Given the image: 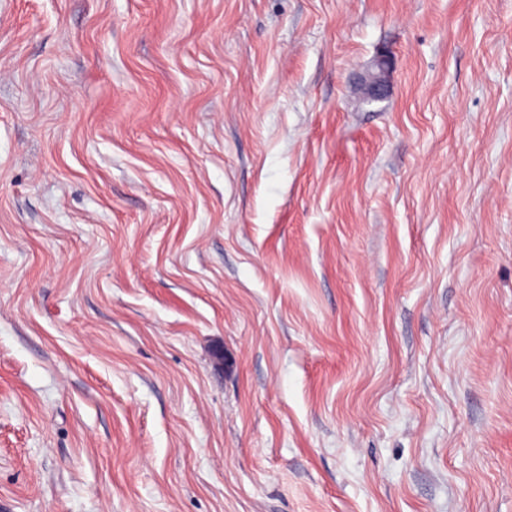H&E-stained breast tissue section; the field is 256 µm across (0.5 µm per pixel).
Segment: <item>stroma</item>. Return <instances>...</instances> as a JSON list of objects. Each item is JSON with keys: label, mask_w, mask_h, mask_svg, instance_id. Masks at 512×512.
Returning a JSON list of instances; mask_svg holds the SVG:
<instances>
[{"label": "stroma", "mask_w": 512, "mask_h": 512, "mask_svg": "<svg viewBox=\"0 0 512 512\" xmlns=\"http://www.w3.org/2000/svg\"><path fill=\"white\" fill-rule=\"evenodd\" d=\"M0 512H512V0H0ZM391 67L390 57L386 54L379 55L372 70L364 79V89L374 98H383L388 90V78Z\"/></svg>", "instance_id": "1"}]
</instances>
